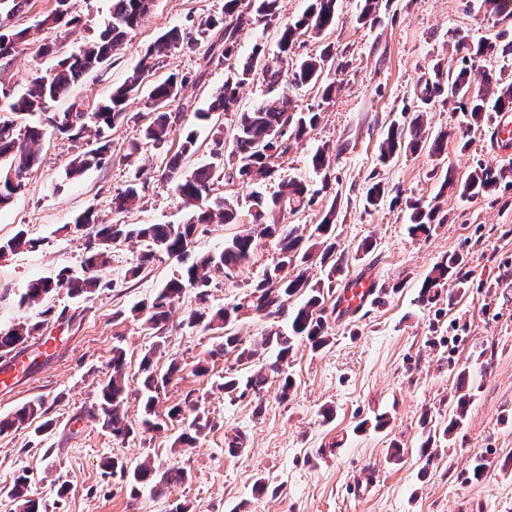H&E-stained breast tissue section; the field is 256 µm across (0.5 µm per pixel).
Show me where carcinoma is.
Here are the masks:
<instances>
[{"label":"carcinoma","mask_w":512,"mask_h":512,"mask_svg":"<svg viewBox=\"0 0 512 512\" xmlns=\"http://www.w3.org/2000/svg\"><path fill=\"white\" fill-rule=\"evenodd\" d=\"M155 0H112L111 20L99 34L79 53L72 54L57 62L50 72L34 77L22 91L0 78V207L7 204L14 195L26 186L30 170L39 164L44 131L40 126L16 125V116L35 112H46L53 103L64 97L72 85L91 71L117 55L126 43L127 37L142 25L151 13ZM280 0H224V15L216 18H200L188 30L173 28L160 35L154 45L145 53L125 82L115 88L105 99L88 111L72 105L61 112V135L77 140L89 128H94V146L78 155L70 164L66 175L75 176L83 171L98 167L111 153L108 131L127 118L141 119L139 141L131 144L126 161L140 149L147 146L163 145L169 154L160 178L175 182V192L183 205L191 212L183 224H125L115 221L111 224L97 223L94 211L87 209L76 216L75 228L87 227L101 239L96 252H85L82 266L94 268L86 274L68 268L58 271L55 277L31 281L21 296V304L36 310L38 319L20 323L13 327L0 328V359L20 349L34 335L52 320L67 318L66 309L57 312L51 308L39 309L42 302L58 288H65L73 297H81L98 290L112 288V282L103 279L102 272L112 262L111 242H125L136 239L143 243L136 263L129 270L132 277L157 259L161 250L168 257L178 261L191 260L184 274L169 280L158 289L150 303L131 310L135 317L143 316V325L156 332L158 338L154 351L142 357L139 371L143 375L145 393L142 398V427L147 430L161 428V423L152 420L158 391L164 388L170 378L179 370L176 360H171L165 373L154 368L153 356L165 348L164 332L171 309L181 297L185 288L200 293L201 301H207L212 279L221 274L225 279L235 277L240 267L249 262L254 243V234L275 239L276 260L266 268L261 277L244 284V292L233 303L222 307H204L189 312L184 322L189 326L204 325L207 330L225 329L238 318L239 312L248 309L257 316L270 317L283 312L286 304L295 296L302 302L294 308L289 318L288 330L270 328L252 343L244 345L239 337L226 332L220 351L237 353V361L244 365L254 364L243 379L224 377V393L231 399H240L252 392L256 395L270 383L274 376L280 377V397L288 398L293 382L282 374V366L288 361L295 344L306 341L314 350L327 347L333 342L328 332L326 300L336 288L337 277L349 265V253L337 248L336 229L338 195H333L329 204L321 210L319 221L311 225L306 236L299 228L284 224L286 214L310 210L317 204L319 192H310L308 187L297 180H282L277 190L267 194V184L272 179L280 161L288 155L291 143L301 139L319 121L320 112L309 107L299 108L292 91L307 87L316 90L320 103H330L336 95V73L346 68L337 62L336 48L325 37L336 29L339 20L340 0H311L305 13L288 22H282ZM30 0H0V21L12 20V24L0 30V64L9 63L28 46L35 43L34 36L43 29L65 30L78 23L72 14L71 0H54V6L30 27L19 28L13 24L20 14L26 12ZM261 23L273 26L279 31L278 52L270 53L262 45H255L245 63L239 62L238 46L240 33L248 26ZM316 37L324 44L314 53L303 52L304 35ZM209 42L208 63L224 66L227 75L224 85L212 97L206 108L192 106L185 97L188 86L199 83L204 73L189 76L171 72L166 78L145 83L150 71L161 59L172 56L175 51L193 48ZM459 53L457 64L448 70L436 68L433 74L419 84L414 96L419 105L414 109L403 108V119L393 120L379 145L381 161L386 162L407 151L416 152L424 147L429 153L440 157L448 143V134L427 132L424 124L425 105L435 98L451 99L457 109L469 114L474 122L489 121L496 112L512 110V39L502 44L495 41L470 43L465 38L455 41ZM494 58L498 65L483 71V87L475 90L470 83V74L477 63ZM258 80L264 87L262 97L247 111L239 113L230 139L224 138L221 128L212 134L209 154L212 161L189 172L183 170V161L199 151L197 131L184 123L185 113L201 125L214 124L215 115L234 110L238 100V89L251 81ZM145 95L147 113L129 115V100ZM181 106L171 109L173 102ZM9 116L4 117L2 113ZM288 126V135L281 141L275 139L277 132ZM179 133L177 150H172V135ZM15 170L16 184L7 181L10 170ZM441 179L440 188L458 187L460 195L474 198L487 195L507 178L503 171H495L477 164L468 176L457 180L453 169L433 170ZM155 178L154 172L145 168L135 170L134 180L112 198V211L124 215L136 207L142 192ZM239 180L252 186L245 201L232 202L216 194L224 183ZM395 203L405 202L409 211V233L413 236L429 233L436 223V210L425 209L424 205L412 198L402 197V192L388 189L382 181L371 182L364 194V208H378L387 197ZM246 208L252 228L241 231L224 240V247L208 254L190 257L192 236L200 225L234 224L240 208ZM38 240L30 238L20 230L11 238L0 241V258L22 249H34ZM317 262L322 278L311 281L306 274V265ZM460 265L455 255H448L435 264L424 277L420 287V300L431 302L445 288L448 280ZM125 352L113 351L112 371L100 384L97 398L88 415L110 431L116 438L127 440L136 437V431L129 424L125 405L128 390L125 382ZM469 393L461 394L455 407L448 413V423L429 429L427 444L421 449V456L433 459V444L447 439L461 424L470 402ZM47 410L44 400H32L17 410L13 416L0 419V434L20 426L33 427L39 437L49 430L53 422L44 419ZM170 420L185 422L184 432L176 442L191 446L197 436L210 428L205 413L195 406L184 409L178 405L169 409ZM189 474L184 468H171L161 474L148 465L137 467L130 477L131 491L148 485L151 493L160 497L165 489L185 483ZM29 477L22 473L13 479L6 493L20 502L22 512H39V505L28 497Z\"/></svg>","instance_id":"obj_1"}]
</instances>
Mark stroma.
<instances>
[{
    "instance_id": "obj_1",
    "label": "stroma",
    "mask_w": 512,
    "mask_h": 512,
    "mask_svg": "<svg viewBox=\"0 0 512 512\" xmlns=\"http://www.w3.org/2000/svg\"><path fill=\"white\" fill-rule=\"evenodd\" d=\"M79 23L68 30L46 31L47 42L62 53H76L95 38L110 19L112 0H72ZM357 0H341L340 20L331 36L349 66L337 79L336 98L320 103L315 92L295 93L301 107L319 106L318 124L293 145L278 178L295 179L319 188L322 177L311 156L328 146L330 190L340 197L337 241L354 251L343 278L366 277L383 286V303H370L332 322V344L312 351L296 343L286 367L294 386L281 399L277 386L259 396L229 400L219 388L227 373H242L235 354L209 357L221 330L183 325L197 309L193 289H185L166 325V349L156 354L159 369L177 358L175 373L156 407L158 415L188 402L208 415L212 427L194 447L174 446L176 425L120 441L91 420L87 409L98 386L110 373L113 348L126 353L129 398L125 409L139 423V362L156 342L152 331L130 314L149 302L156 289L177 273L171 259L155 261L138 277L128 268L140 252L135 242L115 247L105 271L109 289L71 298L54 291L46 304L67 309L70 318L49 323L27 346L37 366L18 383L0 384V416L41 398L54 423L39 446H31L27 428L0 436V512H20L2 488L14 476L28 473L29 496L42 512H165L170 503L189 512H512V185L473 199L441 189L432 176L435 165L427 151L399 155L389 164L378 161V145L389 122L412 101L413 92L433 65L450 66L457 56L452 35L469 40L512 32V19L494 22L469 0H391L379 8L375 25L356 21ZM224 0H157L145 22L133 31L114 62L89 73L70 93L54 103L61 112L71 104H96L123 84L129 71L164 32L188 27L190 19L217 16ZM206 45L184 49L168 58L158 76L172 71L202 74L188 94L205 106L223 85V69L206 66ZM432 132H449L443 155L446 166L464 177L476 165L512 169V157L490 151L491 123H473L435 100L427 109ZM139 136L134 123L110 132L112 155L105 164L69 178L65 170L86 147L46 134L41 160L22 192L0 209V240L26 231L37 239L36 250L0 259V326L30 316L19 299L30 281L54 276L60 269H79L86 233L73 218L93 209L103 221L114 218L112 197L124 188L132 168L124 156ZM470 139L469 150L459 148ZM404 195L436 208L441 219L429 236L408 234L405 210L383 204L363 206L370 177ZM188 214L166 180L151 181L129 224H179ZM372 242L369 254L358 253ZM462 263L449 279L445 294L427 304L418 299L424 276L444 256ZM271 238L256 239L246 267L232 281L217 279L210 303L233 300L243 282L259 276L273 260ZM208 371L196 373L199 360ZM467 372L459 381V372ZM471 394L468 411L433 461L420 447L427 433L424 419L447 420L457 385ZM334 409L324 421L323 407ZM386 415L389 424L377 432L369 422ZM243 435L241 456L224 452V441ZM402 450L393 458L392 446ZM121 459L128 468L147 463L156 472L187 468L191 478L168 489L165 497L149 492L131 495L112 477L107 464ZM483 460L480 479H468L474 460ZM65 493H58V482ZM265 491H258V482Z\"/></svg>"
}]
</instances>
